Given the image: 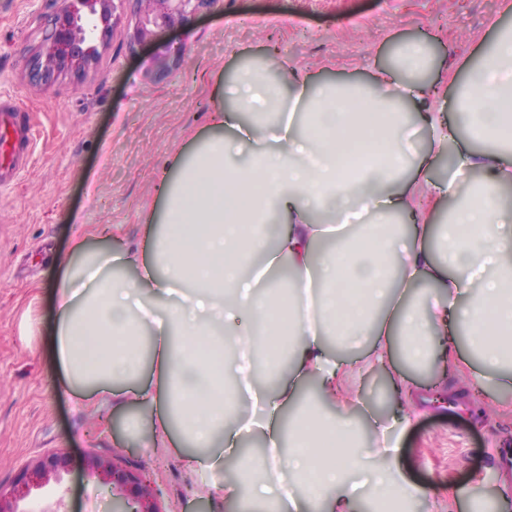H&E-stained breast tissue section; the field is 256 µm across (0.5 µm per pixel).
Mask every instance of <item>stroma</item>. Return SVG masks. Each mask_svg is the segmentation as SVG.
I'll return each instance as SVG.
<instances>
[{
  "instance_id": "1",
  "label": "stroma",
  "mask_w": 512,
  "mask_h": 512,
  "mask_svg": "<svg viewBox=\"0 0 512 512\" xmlns=\"http://www.w3.org/2000/svg\"><path fill=\"white\" fill-rule=\"evenodd\" d=\"M56 9L54 0H0V102L17 104L33 137L28 166L0 185V484L60 449L68 473L32 490L24 507L41 512L61 499L68 512H110L112 489L87 460L117 454L123 467L151 470L164 512H235L222 493L243 479L234 460L189 468L180 441L143 447L131 408L77 399L61 383L51 355L57 283L48 256L68 252L98 224L141 243L142 219L156 200L155 168L194 149L207 133L213 79L239 71L268 39L280 42L292 67L366 83L394 62L399 46L439 26L438 40L422 46V78L440 91L431 100L435 111L456 123L449 94L464 66L512 28V0H220L144 45L129 42L139 5L125 0L99 62L45 83L33 78L29 60ZM172 41L185 45V57L157 74L156 60ZM329 347L346 367L339 398L318 408L379 419L400 436L410 477L430 490L409 512H497L499 455L512 447V391L491 386L472 397L479 365L468 348L449 375L436 362L409 366L396 349L393 367L413 382L400 400L376 388L380 365L364 345L333 340Z\"/></svg>"
}]
</instances>
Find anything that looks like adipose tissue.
Instances as JSON below:
<instances>
[{"label":"adipose tissue","instance_id":"1","mask_svg":"<svg viewBox=\"0 0 512 512\" xmlns=\"http://www.w3.org/2000/svg\"><path fill=\"white\" fill-rule=\"evenodd\" d=\"M432 95L392 67L364 85L288 68L275 81L260 68L217 79L209 133L188 160L162 168L143 244L113 248L103 224L52 264L53 358L70 392L135 407L146 447L180 437L196 446L192 460L202 468L238 456L242 436H261L259 475L247 488L225 486L246 512H358L360 472L393 512L427 495L407 479L399 440L372 449L361 467L367 453L354 445L353 419L310 415L299 384L315 375L324 396H337L339 364L325 337L370 336L381 363L398 342L414 361L450 359L468 345L481 367L474 391L489 383L512 390V199L496 193L512 187V29L457 84L460 125L431 111ZM419 124L430 129L431 148L472 142L440 194L456 196L477 172L486 179L451 210L446 230L413 208L396 179L409 170L412 185L430 182V159L408 167ZM350 153L367 162L363 177L343 166ZM401 216L410 220L405 234H386L385 223ZM441 237L440 256L430 243ZM284 262L293 271L288 288H269ZM129 267L137 279H123ZM415 286L422 296L411 304ZM239 314L259 320L266 337L271 385L260 420L232 412V399L252 391L256 365L252 332L224 331ZM288 407L284 427L269 424ZM283 469L293 479L270 491L268 474Z\"/></svg>","mask_w":512,"mask_h":512}]
</instances>
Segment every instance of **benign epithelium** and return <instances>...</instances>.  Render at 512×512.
Wrapping results in <instances>:
<instances>
[{
  "label": "benign epithelium",
  "mask_w": 512,
  "mask_h": 512,
  "mask_svg": "<svg viewBox=\"0 0 512 512\" xmlns=\"http://www.w3.org/2000/svg\"><path fill=\"white\" fill-rule=\"evenodd\" d=\"M124 2L126 0H56L54 27L30 62L33 76L48 80L66 71L86 69L97 59L96 40L103 39L109 31L111 21ZM218 2L220 0H137L139 17L129 39L135 44L150 42L157 31L184 25ZM183 54L182 45H169L158 61L159 69L168 71ZM90 467L100 481L112 485V512H162L145 471L128 470L103 459L91 461ZM65 470L67 458L62 452L48 453L23 467L13 489L0 488V512H32L19 509V502L32 489L42 487L49 480L60 481L61 472Z\"/></svg>",
  "instance_id": "obj_1"
}]
</instances>
